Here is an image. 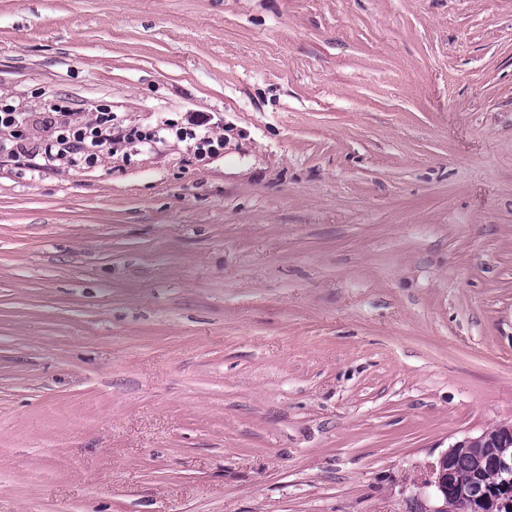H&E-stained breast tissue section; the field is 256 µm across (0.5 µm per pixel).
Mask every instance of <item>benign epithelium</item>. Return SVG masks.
Segmentation results:
<instances>
[{"label": "benign epithelium", "mask_w": 512, "mask_h": 512, "mask_svg": "<svg viewBox=\"0 0 512 512\" xmlns=\"http://www.w3.org/2000/svg\"><path fill=\"white\" fill-rule=\"evenodd\" d=\"M512 447V423H502L486 429L478 435L465 436L448 446L436 463L432 465L431 476L420 487L418 495L433 497L439 505L420 512H455L448 498V485L456 480L453 467L454 455L458 448L474 450L475 466L494 468L500 478L499 489L486 490L479 487L471 492V512H512V455L503 452Z\"/></svg>", "instance_id": "benign-epithelium-1"}]
</instances>
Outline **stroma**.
Instances as JSON below:
<instances>
[{"mask_svg": "<svg viewBox=\"0 0 512 512\" xmlns=\"http://www.w3.org/2000/svg\"><path fill=\"white\" fill-rule=\"evenodd\" d=\"M54 103L155 138L0 151V512H420L512 422V0H0Z\"/></svg>", "mask_w": 512, "mask_h": 512, "instance_id": "obj_1", "label": "stroma"}]
</instances>
